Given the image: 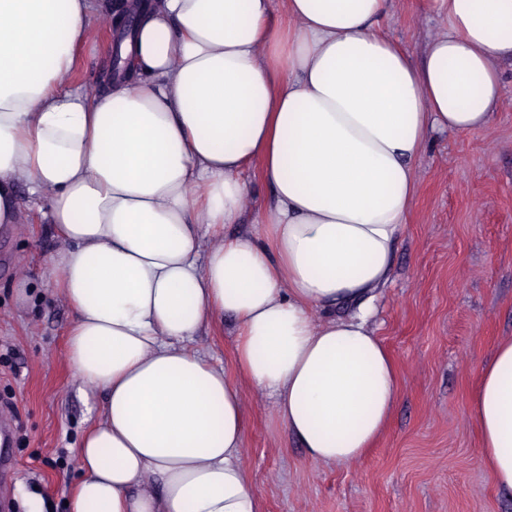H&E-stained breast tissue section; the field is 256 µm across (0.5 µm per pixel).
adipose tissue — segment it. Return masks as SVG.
<instances>
[{"mask_svg": "<svg viewBox=\"0 0 512 512\" xmlns=\"http://www.w3.org/2000/svg\"><path fill=\"white\" fill-rule=\"evenodd\" d=\"M420 5L441 28L417 65L382 27L391 0H282L283 24L272 0H142L124 78L92 97L60 86L95 0H0V224L47 197L69 362L105 394L69 512H258L241 388L193 345L228 316L238 369L310 460L371 448L398 393L367 322L417 159L435 131L491 126L512 58V0ZM253 170L273 200L227 234ZM471 415L512 495V338Z\"/></svg>", "mask_w": 512, "mask_h": 512, "instance_id": "ef3b65f1", "label": "adipose tissue"}]
</instances>
